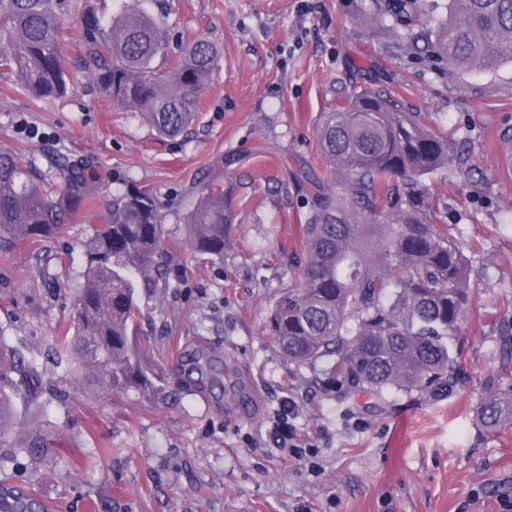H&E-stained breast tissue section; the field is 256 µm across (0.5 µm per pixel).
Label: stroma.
<instances>
[{
    "label": "stroma",
    "mask_w": 512,
    "mask_h": 512,
    "mask_svg": "<svg viewBox=\"0 0 512 512\" xmlns=\"http://www.w3.org/2000/svg\"><path fill=\"white\" fill-rule=\"evenodd\" d=\"M128 3L168 34L157 65L174 64L197 35L220 51L184 136L160 138L83 72L85 10L107 20ZM64 26L70 92L34 100L0 75V151L29 153L52 194L60 160L91 161L100 189L58 237L0 255V333L46 364L83 283L93 225L113 196L146 187L162 204L168 273L141 302L150 351L173 366L185 350L212 348L248 381L257 412L181 380L151 402L86 389L78 371L49 367L50 389L17 404L25 434L48 452L6 465L0 488L55 512H512V428L492 435L474 419L486 393L512 384L501 342L512 331V64L449 74L426 41L404 50L392 31L347 17L342 0H72ZM358 84L408 90L415 110L464 143V165L427 185L479 285L458 392L441 402L393 393L380 414L325 392L320 370L289 364L269 330L298 275L311 205L293 175L326 176L316 127ZM218 185L235 221L223 259H203L185 216ZM283 410L287 448L271 437Z\"/></svg>",
    "instance_id": "stroma-1"
}]
</instances>
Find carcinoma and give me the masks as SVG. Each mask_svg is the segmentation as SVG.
I'll list each match as a JSON object with an SVG mask.
<instances>
[{
	"label": "carcinoma",
	"instance_id": "obj_1",
	"mask_svg": "<svg viewBox=\"0 0 512 512\" xmlns=\"http://www.w3.org/2000/svg\"><path fill=\"white\" fill-rule=\"evenodd\" d=\"M350 18L367 28L386 26L413 35L425 24L448 71L492 69L512 63V0H346ZM70 0H0V66L35 99L69 89L63 17ZM82 68L113 104L139 112L165 139L184 134L197 96L220 57L197 38L175 65H154L165 54V30L149 14L126 6L107 23L85 17ZM328 177L306 175L312 205L302 225L304 264L277 301L270 331L281 353L298 366L324 363L323 388L369 397L383 410L390 393L443 401L460 383L459 333L477 287L470 259L445 224L426 180L463 164L456 143L436 130L430 112L407 97L372 87L354 89L325 112L316 130ZM63 184L43 193L22 152L0 151V252L49 239L77 208L95 198L99 178L84 160L57 165ZM185 221L191 247L224 257L233 224L221 186L202 194ZM162 247V209L146 188L112 199L103 224L84 242L83 286L70 328L56 351L88 386L160 397L172 373L142 344L140 289L159 287L154 258ZM188 376L223 386L219 361L201 346ZM46 373L15 349L0 345V452L34 456L36 437L15 439L16 400L46 388ZM475 420L488 432L512 428V388L490 392Z\"/></svg>",
	"mask_w": 512,
	"mask_h": 512
}]
</instances>
